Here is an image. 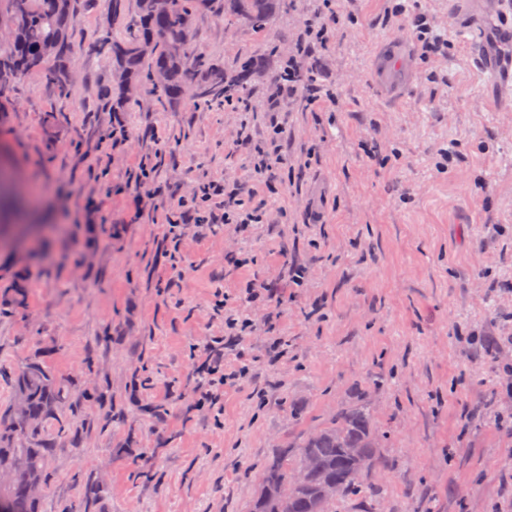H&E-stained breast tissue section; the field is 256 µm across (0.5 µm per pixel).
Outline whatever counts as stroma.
Returning a JSON list of instances; mask_svg holds the SVG:
<instances>
[{"instance_id": "stroma-1", "label": "stroma", "mask_w": 512, "mask_h": 512, "mask_svg": "<svg viewBox=\"0 0 512 512\" xmlns=\"http://www.w3.org/2000/svg\"><path fill=\"white\" fill-rule=\"evenodd\" d=\"M313 0H290L263 29L208 12L194 46L234 70L260 58L242 88L255 101L286 58ZM448 39L416 58L405 97L387 102L372 67L409 26L386 23L389 0H334L332 37L316 69L337 98L319 113L282 101L289 161H318L269 195L251 233V260L225 265L238 240L184 227L181 262L158 247L172 198L198 181L249 183L247 148L229 152L234 106L150 96L112 111V61L97 42L133 29L112 0H92L72 30L64 92L30 74L0 93V150L52 225L40 256L0 249V421L14 402L10 371L35 359L69 381L45 427L43 512H249L272 449L325 425L367 385L387 433L389 466L336 512H512V100L487 67L512 61V0H415ZM434 73L438 82L426 80ZM125 124L120 147L101 136ZM377 140L389 165L368 161ZM455 150L452 171L435 169ZM161 154L145 200L141 160ZM310 268L226 363L250 371L225 388L221 413L196 407L187 355L223 335L220 293L277 280L288 261ZM288 352L267 357L271 335Z\"/></svg>"}]
</instances>
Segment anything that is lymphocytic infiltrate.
Masks as SVG:
<instances>
[{"label": "lymphocytic infiltrate", "mask_w": 512, "mask_h": 512, "mask_svg": "<svg viewBox=\"0 0 512 512\" xmlns=\"http://www.w3.org/2000/svg\"><path fill=\"white\" fill-rule=\"evenodd\" d=\"M313 14L305 19L301 38L288 54L283 70L265 100L245 105V112H262L268 115L272 134L249 154V163L257 180L264 184L269 193H277L281 184L280 175L286 163L283 149L290 133L285 122L279 119V104L284 96L294 94L298 89L307 92V106L324 102H335L336 96L319 84L313 69H305L301 60L314 58L317 49L327 46L330 41L329 17L332 0H318ZM251 186L229 184L215 180L199 182L195 194L179 200L175 210L167 212L169 230L164 235L161 250L172 258L180 251V228L186 222L204 224L210 228L218 225H233L236 232L244 233L255 224L263 223V209L252 206L249 199ZM306 278V269L298 264H289L282 278V286L268 283L246 282L238 291L234 302L222 304L224 313V336L214 341L203 360L194 361L193 366L202 381L197 393L198 406L216 407L227 384L247 375L244 366L226 367L224 351L238 346L248 333L253 332L255 322L249 313L252 304L267 305L283 302L288 289L301 287Z\"/></svg>", "instance_id": "1"}]
</instances>
